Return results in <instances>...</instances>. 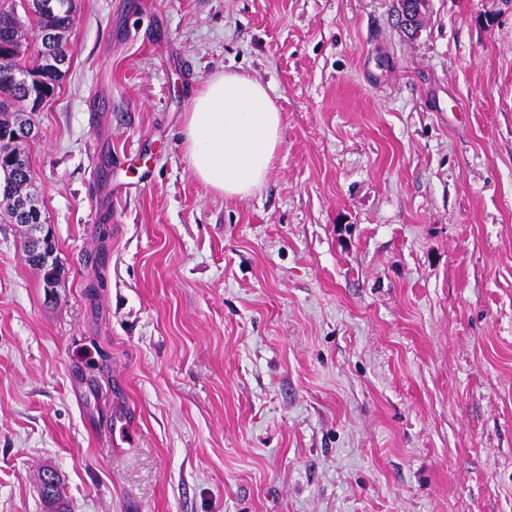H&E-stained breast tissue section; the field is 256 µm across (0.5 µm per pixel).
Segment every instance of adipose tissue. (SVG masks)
Wrapping results in <instances>:
<instances>
[{
    "label": "adipose tissue",
    "mask_w": 512,
    "mask_h": 512,
    "mask_svg": "<svg viewBox=\"0 0 512 512\" xmlns=\"http://www.w3.org/2000/svg\"><path fill=\"white\" fill-rule=\"evenodd\" d=\"M281 141L277 106L246 74L214 75L184 116L183 143L194 176L225 197L244 198L265 184Z\"/></svg>",
    "instance_id": "1"
}]
</instances>
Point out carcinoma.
I'll return each instance as SVG.
<instances>
[{"instance_id":"1","label":"carcinoma","mask_w":512,"mask_h":512,"mask_svg":"<svg viewBox=\"0 0 512 512\" xmlns=\"http://www.w3.org/2000/svg\"><path fill=\"white\" fill-rule=\"evenodd\" d=\"M76 4L73 0H61V10L52 14H43L39 12L24 13L22 15L14 12L12 6L4 5V0H0V56L9 57L6 62H0V136L9 135L10 124L17 118L23 116L29 120H34L35 113L29 111V101L27 100V89L22 82L18 80V75L28 73L32 70L38 72L43 79V84L50 94H55L57 88L63 80V75L56 71L45 62V48L43 43L36 42L38 64L30 67L25 63V53L28 50V42L24 36V31L40 32L45 28H59L63 31L61 40L55 46V53L62 57L72 58L73 48L69 43V36L73 29L75 21ZM35 173L33 167L24 169H15L10 171V177L13 182L15 196L19 199L36 201V198L26 192L31 185ZM0 218L9 224H35L37 222L45 223V220H37L35 217L24 215L10 201H4V209L0 211ZM56 248L44 254L43 258L38 259L29 257L26 262L37 269L42 280H47L51 274L61 275V267L57 256ZM42 498L46 505V512H67L63 500L60 477H55V482L42 490Z\"/></svg>"}]
</instances>
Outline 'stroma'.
<instances>
[{
    "mask_svg": "<svg viewBox=\"0 0 512 512\" xmlns=\"http://www.w3.org/2000/svg\"><path fill=\"white\" fill-rule=\"evenodd\" d=\"M398 2L76 0L54 292L0 223V512L47 465L70 512H512V0ZM221 71L282 114L246 198L181 144Z\"/></svg>",
    "mask_w": 512,
    "mask_h": 512,
    "instance_id": "35a3bbf8",
    "label": "stroma"
}]
</instances>
